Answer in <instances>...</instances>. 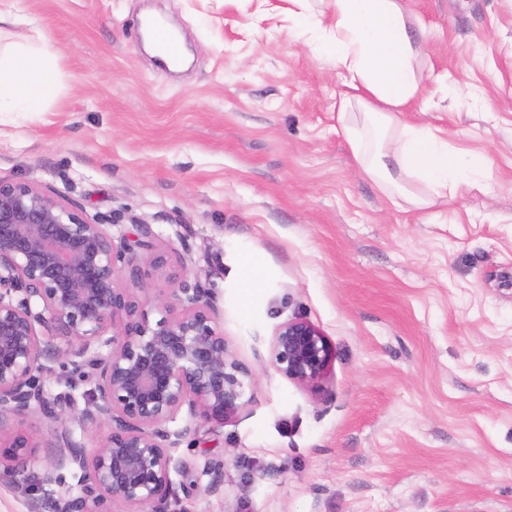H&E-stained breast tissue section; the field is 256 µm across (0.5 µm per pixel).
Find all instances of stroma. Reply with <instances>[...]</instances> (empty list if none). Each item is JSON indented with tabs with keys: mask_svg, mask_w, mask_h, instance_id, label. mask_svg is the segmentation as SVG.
<instances>
[{
	"mask_svg": "<svg viewBox=\"0 0 512 512\" xmlns=\"http://www.w3.org/2000/svg\"><path fill=\"white\" fill-rule=\"evenodd\" d=\"M56 47L59 93L0 113V179L54 189L133 242L136 222L215 293L253 373L234 418L196 421L175 456L224 463V486L167 512H512V0H408L424 25L426 109L453 153L484 160L482 190L400 208L358 168L337 121L333 62L313 56L288 0H19ZM160 14L184 63L159 72L140 31ZM294 317L336 351L320 390L269 364ZM46 387L70 388L77 341L58 338ZM35 440L40 489L0 480V512H48L78 494L55 427Z\"/></svg>",
	"mask_w": 512,
	"mask_h": 512,
	"instance_id": "35a3bbf8",
	"label": "stroma"
}]
</instances>
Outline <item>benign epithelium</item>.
Masks as SVG:
<instances>
[{"mask_svg": "<svg viewBox=\"0 0 512 512\" xmlns=\"http://www.w3.org/2000/svg\"><path fill=\"white\" fill-rule=\"evenodd\" d=\"M135 245L115 241L106 223L27 181L0 180V418L40 410L72 417L98 431L91 450L60 434L69 463L81 472V494L53 501L52 512H162L173 493L172 473L196 470L172 449L198 419L224 421L247 404L251 370L237 359L218 322L214 293L199 280L173 274L178 286L162 296L148 282L171 265L149 224H137ZM146 253L136 262L133 248ZM128 277L121 279L122 267ZM59 336L81 344L80 372L94 381L85 406L52 396L41 375L59 356ZM334 349L302 318L282 323L270 343L271 367L317 391L332 372ZM186 423L170 428L181 413ZM33 447L21 432L0 428V477L27 473ZM208 490L224 484V462L207 463Z\"/></svg>", "mask_w": 512, "mask_h": 512, "instance_id": "obj_1", "label": "benign epithelium"}]
</instances>
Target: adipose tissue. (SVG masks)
Listing matches in <instances>:
<instances>
[{
    "label": "adipose tissue",
    "instance_id": "obj_1",
    "mask_svg": "<svg viewBox=\"0 0 512 512\" xmlns=\"http://www.w3.org/2000/svg\"><path fill=\"white\" fill-rule=\"evenodd\" d=\"M298 38L332 60L343 78L338 119L362 172L392 203L420 210L461 190L481 188L483 160L457 159L447 140L400 122L421 96L420 41L406 0H288ZM57 51L45 37L0 52V112H38L58 87L50 74ZM411 183L422 193L408 191Z\"/></svg>",
    "mask_w": 512,
    "mask_h": 512
}]
</instances>
